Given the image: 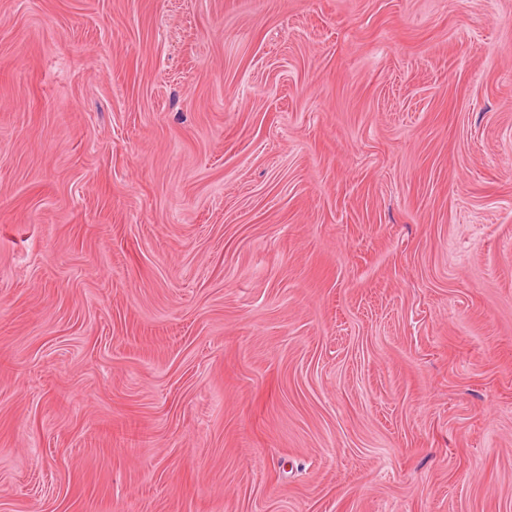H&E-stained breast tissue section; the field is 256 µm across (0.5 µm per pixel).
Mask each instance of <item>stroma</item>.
<instances>
[{
  "mask_svg": "<svg viewBox=\"0 0 512 512\" xmlns=\"http://www.w3.org/2000/svg\"><path fill=\"white\" fill-rule=\"evenodd\" d=\"M0 512H512V0H0Z\"/></svg>",
  "mask_w": 512,
  "mask_h": 512,
  "instance_id": "obj_1",
  "label": "stroma"
}]
</instances>
